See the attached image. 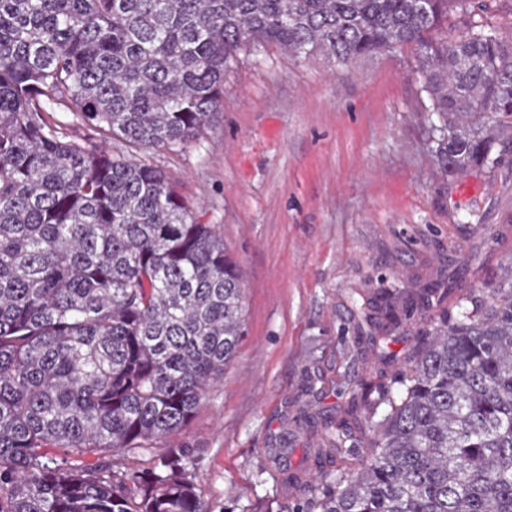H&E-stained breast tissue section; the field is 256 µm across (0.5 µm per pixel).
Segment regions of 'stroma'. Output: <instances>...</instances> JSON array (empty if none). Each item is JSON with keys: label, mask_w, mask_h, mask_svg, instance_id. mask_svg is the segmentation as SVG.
<instances>
[{"label": "stroma", "mask_w": 512, "mask_h": 512, "mask_svg": "<svg viewBox=\"0 0 512 512\" xmlns=\"http://www.w3.org/2000/svg\"><path fill=\"white\" fill-rule=\"evenodd\" d=\"M410 49L344 68L278 47L238 52L213 121L144 151L243 273L245 336L195 417L162 440L190 448L211 512H288L323 487L315 456L340 387L392 385L440 303L512 278V161L444 179ZM374 303L357 325L351 301Z\"/></svg>", "instance_id": "35a3bbf8"}]
</instances>
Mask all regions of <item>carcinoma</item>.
Segmentation results:
<instances>
[{
    "label": "carcinoma",
    "instance_id": "carcinoma-1",
    "mask_svg": "<svg viewBox=\"0 0 512 512\" xmlns=\"http://www.w3.org/2000/svg\"><path fill=\"white\" fill-rule=\"evenodd\" d=\"M488 9L0 0V512H210L190 449L150 444L190 423L245 335L242 272L214 225L160 169L68 141L45 113L171 148L212 121L244 47L338 68L408 47L438 172H490L512 155V39L490 21L436 35L449 14ZM456 308L397 393L371 400L361 379L346 417L324 420L317 464L336 482L288 512H512V282Z\"/></svg>",
    "mask_w": 512,
    "mask_h": 512
}]
</instances>
